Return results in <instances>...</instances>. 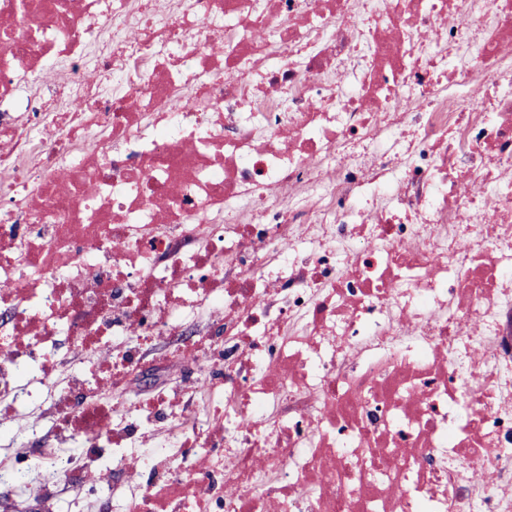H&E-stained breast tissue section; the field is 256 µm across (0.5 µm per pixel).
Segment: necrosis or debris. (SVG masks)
<instances>
[{"mask_svg": "<svg viewBox=\"0 0 512 512\" xmlns=\"http://www.w3.org/2000/svg\"><path fill=\"white\" fill-rule=\"evenodd\" d=\"M507 41L512 0L0 9V500L45 429L41 512L114 464L113 512H512ZM160 345L192 376L126 403Z\"/></svg>", "mask_w": 512, "mask_h": 512, "instance_id": "1", "label": "necrosis or debris"}]
</instances>
